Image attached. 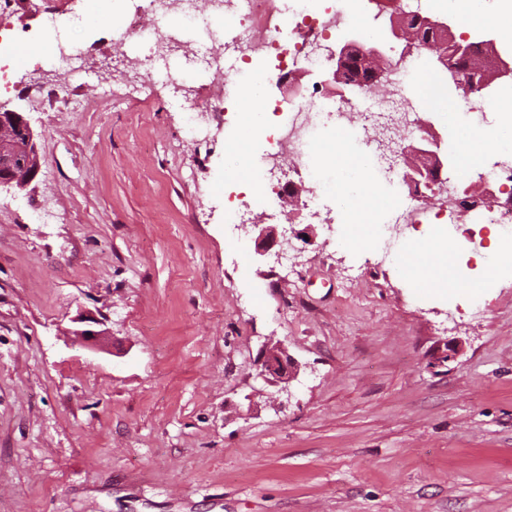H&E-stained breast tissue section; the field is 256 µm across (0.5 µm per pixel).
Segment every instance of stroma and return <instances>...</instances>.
<instances>
[{"instance_id": "35a3bbf8", "label": "stroma", "mask_w": 512, "mask_h": 512, "mask_svg": "<svg viewBox=\"0 0 512 512\" xmlns=\"http://www.w3.org/2000/svg\"><path fill=\"white\" fill-rule=\"evenodd\" d=\"M55 20L81 25L94 79L39 61L0 96L39 152L0 189V512H512V271L461 254L463 288L419 291L344 242L346 215L278 201L229 237L224 116L191 138L169 104L224 75L141 94L130 41L102 85L116 28L87 0ZM262 225L287 230L293 276L258 254ZM275 344L285 390L259 375ZM74 322L83 324V326L80 329L73 330V334L81 336L84 343L90 348H96L106 335L105 330H96L94 328V325H103V323L92 315H78ZM259 365V375L272 384L280 385L283 390L287 389L297 371L294 359L281 345L266 348Z\"/></svg>"}]
</instances>
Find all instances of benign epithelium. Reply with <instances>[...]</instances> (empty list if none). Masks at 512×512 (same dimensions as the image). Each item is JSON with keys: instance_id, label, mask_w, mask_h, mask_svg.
Returning <instances> with one entry per match:
<instances>
[{"instance_id": "benign-epithelium-1", "label": "benign epithelium", "mask_w": 512, "mask_h": 512, "mask_svg": "<svg viewBox=\"0 0 512 512\" xmlns=\"http://www.w3.org/2000/svg\"><path fill=\"white\" fill-rule=\"evenodd\" d=\"M448 28L449 24L445 20H434L420 15L412 19L406 13L396 9L393 17L390 18V29H381L383 40L362 44L360 38L353 35L332 52L335 62L333 75L338 77L345 72L348 56L356 50L359 52L360 61L368 79L358 76L348 81L346 88L354 92L370 85L374 86L380 82L390 66L387 51H398L403 57L411 48L422 42L423 30L442 33L448 31ZM428 49L432 52V58L443 67L445 77L452 83L458 82L457 68L453 64L455 58L467 62L473 72L482 75L479 83L481 88L488 87L496 79L512 75L511 64L500 62L490 66L485 58L473 56L466 42L454 43L451 56L442 51L440 43L431 44ZM402 158L408 168V172L404 175L408 186L416 187L423 184L431 187L442 182L447 164L441 152L439 138L421 137L405 150ZM38 171L37 143L30 122L20 112L0 110V187L23 189L36 178ZM74 322L81 324V328L74 330L73 335L81 337L91 348L97 347L106 335L105 331L95 329L101 321L92 315L81 314L74 319ZM296 371L297 364L286 348L275 345L265 349L260 362L259 375L268 382L279 385L285 390Z\"/></svg>"}]
</instances>
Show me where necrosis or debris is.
I'll return each instance as SVG.
<instances>
[{
    "label": "necrosis or debris",
    "instance_id": "4bbe7bcc",
    "mask_svg": "<svg viewBox=\"0 0 512 512\" xmlns=\"http://www.w3.org/2000/svg\"><path fill=\"white\" fill-rule=\"evenodd\" d=\"M96 10L121 20L123 33L115 52H122L126 40L156 44L175 31L192 30L203 45V53L187 57L190 68H207L223 60L226 74L237 83L238 100L260 99L261 111L251 113L247 122L255 137L273 150H288V169L277 167L258 171L254 187L240 185L232 169L224 171V220L232 230L250 223L258 203L272 201L293 178H309L315 185L325 182L310 166L308 147L317 137L320 122L354 112L359 116L362 136L385 133V149L376 150L375 159L386 170H394L408 143L419 129L410 86L431 80L427 71L409 69L406 61L395 60L390 71L391 89L365 97L337 96L330 101L324 84L315 81L300 86L292 95L272 98V81L287 75L303 74L310 63L331 65L329 40L348 31L370 36L374 28L362 12L359 0H223L214 15L200 13L193 0H141L133 14H118L116 0H93ZM15 0H0V93L14 90L24 78L15 64L16 33L9 21L15 15ZM478 179L487 181L493 191L490 203L471 211V223L512 226V164L502 161L493 169L478 171ZM459 182L448 176V199L438 210L418 202V191H410L393 202L385 222L393 231L402 227L418 228L426 224H455L459 221L454 204Z\"/></svg>",
    "mask_w": 512,
    "mask_h": 512
}]
</instances>
